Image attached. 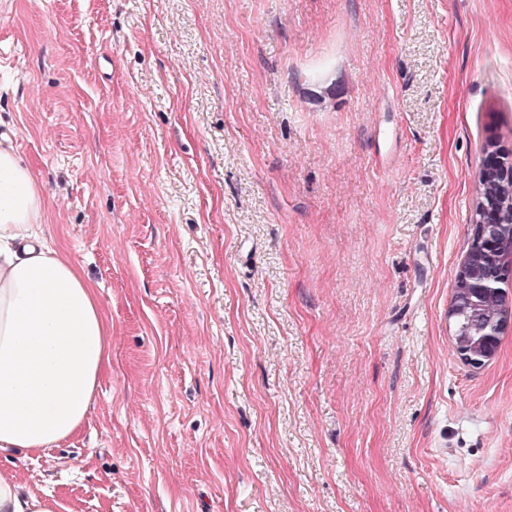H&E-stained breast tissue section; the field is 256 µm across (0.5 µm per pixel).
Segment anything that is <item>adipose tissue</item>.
<instances>
[{"label": "adipose tissue", "mask_w": 512, "mask_h": 512, "mask_svg": "<svg viewBox=\"0 0 512 512\" xmlns=\"http://www.w3.org/2000/svg\"><path fill=\"white\" fill-rule=\"evenodd\" d=\"M47 200L12 146H0V453L75 437L110 361L112 322L95 284L41 233ZM0 473V512H58Z\"/></svg>", "instance_id": "adipose-tissue-1"}]
</instances>
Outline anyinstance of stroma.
I'll list each match as a JSON object with an SVG mask.
<instances>
[{"instance_id": "35a3bbf8", "label": "stroma", "mask_w": 512, "mask_h": 512, "mask_svg": "<svg viewBox=\"0 0 512 512\" xmlns=\"http://www.w3.org/2000/svg\"><path fill=\"white\" fill-rule=\"evenodd\" d=\"M512 0H0V137L99 285L64 512H512V329L456 355Z\"/></svg>"}]
</instances>
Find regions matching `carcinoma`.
<instances>
[{"mask_svg":"<svg viewBox=\"0 0 512 512\" xmlns=\"http://www.w3.org/2000/svg\"><path fill=\"white\" fill-rule=\"evenodd\" d=\"M477 204H485L494 213V223L487 235L493 240L491 248L482 247L471 252L465 277L454 281L453 305L457 308L453 341L455 350L483 351L489 343L500 341L499 319L503 282L498 273L512 264V199L503 186L500 170L486 163L475 185ZM483 285V293L474 298L471 288Z\"/></svg>","mask_w":512,"mask_h":512,"instance_id":"cac0c4a2","label":"carcinoma"}]
</instances>
